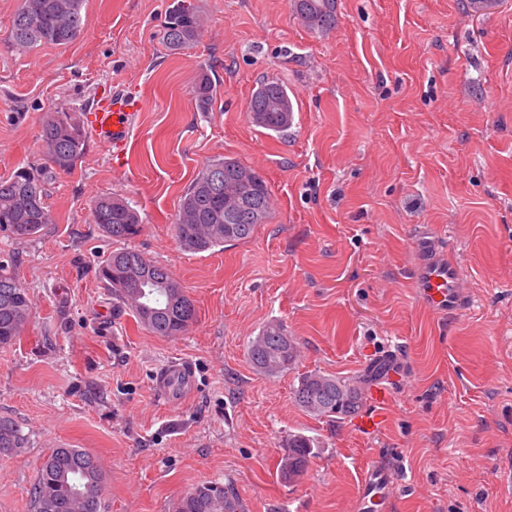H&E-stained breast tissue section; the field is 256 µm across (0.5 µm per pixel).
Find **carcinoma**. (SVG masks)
Returning <instances> with one entry per match:
<instances>
[{
	"instance_id": "1",
	"label": "carcinoma",
	"mask_w": 512,
	"mask_h": 512,
	"mask_svg": "<svg viewBox=\"0 0 512 512\" xmlns=\"http://www.w3.org/2000/svg\"><path fill=\"white\" fill-rule=\"evenodd\" d=\"M82 4L83 0H21L11 20L10 46L32 50L46 44L73 42L82 29ZM289 7L299 8L303 13L302 24L310 30L324 32L336 25V0H289ZM180 10L181 16L164 22L161 29L162 43L172 51L192 46L201 36L195 5L188 0ZM215 94L210 74L201 72L191 89L197 111H211ZM247 116L262 129L278 134L287 131L294 121L288 88L278 81L262 83L250 98ZM39 140L48 165L0 179V231L15 239L33 238L52 223L47 204L52 174L71 171L85 155L88 142L80 120L67 112L46 114ZM249 173L255 170L233 158L218 157L204 165L178 203L174 229L184 248L204 252L252 237L256 222L236 225L230 236L224 230V198L235 190L240 177ZM251 202L253 208L262 211V219H267L270 193L266 181L257 185ZM91 214L93 223L115 241L133 239L141 232L139 211L118 195L97 196ZM137 272L156 283L143 301L132 287L131 274ZM98 277L120 303L133 311L138 323L156 336H179L196 319L194 301L186 291H181L177 299L170 297L169 287H178L180 283L168 269L135 249L110 252L98 266ZM31 315L28 289L0 263V347L16 343ZM248 356L256 371L276 377L295 364L298 347L281 323L270 322L251 341ZM294 399L306 412L320 417L351 416L363 406L358 381L318 371L298 377ZM24 444L25 438L17 426L0 419V448L13 453ZM284 448L279 475L291 484L306 472L314 440L290 434ZM103 485L104 474L93 455L65 445L54 448L42 463L32 489L33 512H101ZM215 485L217 482L210 481L191 488L178 500L175 512H244L240 499L229 487H224L222 498L211 495Z\"/></svg>"
}]
</instances>
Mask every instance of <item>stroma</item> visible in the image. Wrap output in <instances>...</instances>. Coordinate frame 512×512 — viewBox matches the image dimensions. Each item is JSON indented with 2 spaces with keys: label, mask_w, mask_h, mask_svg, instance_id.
Returning <instances> with one entry per match:
<instances>
[{
  "label": "stroma",
  "mask_w": 512,
  "mask_h": 512,
  "mask_svg": "<svg viewBox=\"0 0 512 512\" xmlns=\"http://www.w3.org/2000/svg\"><path fill=\"white\" fill-rule=\"evenodd\" d=\"M193 2L202 35L180 51L159 38L173 0H84L75 41L25 51L6 43L21 0H0V178L45 165V113L84 114L115 90L144 104L123 168L89 141L48 186L53 224L29 240L0 231V263L33 305L0 348V418L26 438L0 457V512H31L60 445L99 461L103 512H173L205 481L229 485L244 512H352L359 474L380 459L394 512H512V0L487 15L466 0H336L323 33L288 0ZM204 70L216 80L208 112L190 95ZM266 80L294 103L282 134L247 117ZM219 156L263 176L270 216L247 241L193 253L175 235L178 202ZM103 193L136 205L131 247L193 299L182 335H153L99 280L118 247L91 220ZM425 230L461 265L456 314L416 291ZM271 321L299 349L277 377L248 359ZM389 356L403 372L384 380ZM176 361L194 368L195 389L166 403L155 376ZM315 370L387 388L380 433L302 410L293 391ZM291 434L315 449L287 484Z\"/></svg>",
  "instance_id": "stroma-1"
}]
</instances>
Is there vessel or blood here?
Segmentation results:
<instances>
[{
    "mask_svg": "<svg viewBox=\"0 0 512 512\" xmlns=\"http://www.w3.org/2000/svg\"><path fill=\"white\" fill-rule=\"evenodd\" d=\"M143 109L140 98L116 94L97 102L90 116L91 131L102 149L109 153L114 166H121L134 123ZM419 262L415 269V283L421 298L444 314L458 312L465 302L462 272L446 246L434 236L420 237L417 243ZM161 397L173 399L194 387V370L179 362L155 377ZM376 409L361 417L357 426L362 434H376L383 419V406L390 400L385 388H375ZM393 475L381 462H373L362 473L356 496L355 512H393L390 489Z\"/></svg>",
    "mask_w": 512,
    "mask_h": 512,
    "instance_id": "b4317fda",
    "label": "vessel or blood"
}]
</instances>
